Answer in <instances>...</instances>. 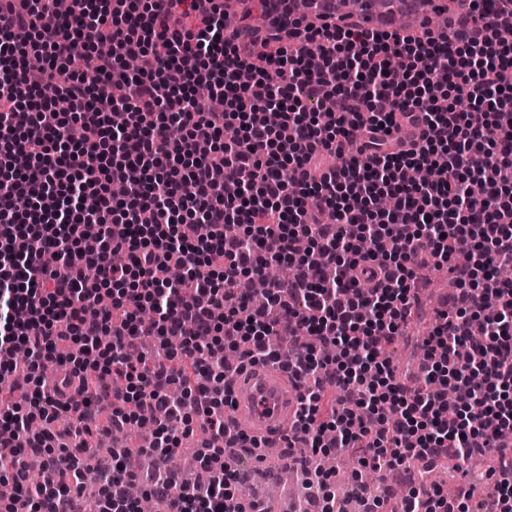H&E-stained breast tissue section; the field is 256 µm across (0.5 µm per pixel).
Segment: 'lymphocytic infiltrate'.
<instances>
[{
  "label": "lymphocytic infiltrate",
  "instance_id": "1",
  "mask_svg": "<svg viewBox=\"0 0 512 512\" xmlns=\"http://www.w3.org/2000/svg\"><path fill=\"white\" fill-rule=\"evenodd\" d=\"M453 20L451 35L292 19L230 37L221 0H70L64 17L54 0H0V386L26 377L23 403L0 407V476L17 493L0 512H69L88 437L154 409L147 493L246 512L224 464L248 443L224 412L234 365L214 356L274 359L285 321L309 335L289 340L288 367L305 384L292 439L311 456L496 463L491 496L418 486L367 512H512V283L496 275L512 267V0H459ZM144 55L153 70L127 68ZM401 121L421 139L388 140ZM408 167L437 176L410 183ZM161 261L192 275L160 278ZM415 264L451 267L457 288L411 391L378 353L402 333ZM281 265L294 275L253 307L252 281ZM144 336L182 343L129 360ZM55 361L64 376L47 375ZM195 420L201 485L169 466ZM127 481L114 453L92 512H137Z\"/></svg>",
  "mask_w": 512,
  "mask_h": 512
}]
</instances>
